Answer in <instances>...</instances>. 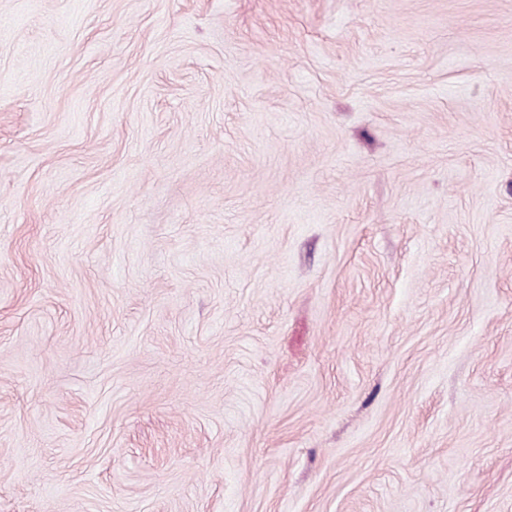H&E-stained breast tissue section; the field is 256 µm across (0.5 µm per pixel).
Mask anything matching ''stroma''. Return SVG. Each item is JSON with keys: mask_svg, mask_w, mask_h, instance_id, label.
<instances>
[{"mask_svg": "<svg viewBox=\"0 0 512 512\" xmlns=\"http://www.w3.org/2000/svg\"><path fill=\"white\" fill-rule=\"evenodd\" d=\"M0 512H512V0H0Z\"/></svg>", "mask_w": 512, "mask_h": 512, "instance_id": "stroma-1", "label": "stroma"}]
</instances>
